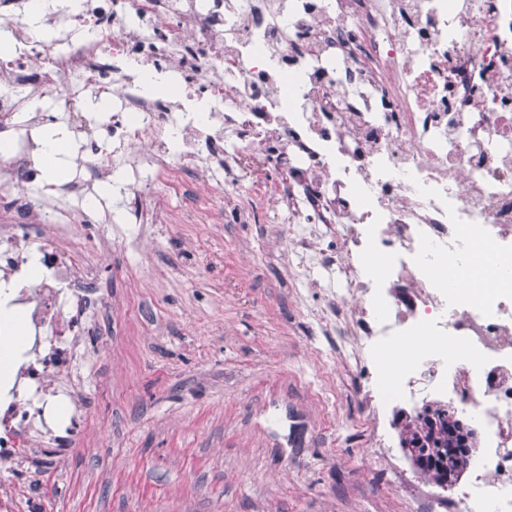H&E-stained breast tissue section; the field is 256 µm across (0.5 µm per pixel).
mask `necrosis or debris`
<instances>
[{"label":"necrosis or debris","instance_id":"4bbe7bcc","mask_svg":"<svg viewBox=\"0 0 512 512\" xmlns=\"http://www.w3.org/2000/svg\"><path fill=\"white\" fill-rule=\"evenodd\" d=\"M23 17L0 12L22 45L0 46V299L26 320L25 351L0 379V512L45 449L82 431V364L112 334L88 229L125 240L206 223L261 161L288 226L281 276L301 290L339 277L298 314L360 375L376 447L390 406L420 390L471 422L468 485L405 497L404 512H512V0H84L53 45ZM131 58L174 73L170 94H142ZM90 90L114 100L87 131ZM46 96L65 104L22 115ZM48 123L77 140L63 184L36 161ZM105 180L124 223L103 220ZM172 194L175 213L162 204ZM476 250L490 278L468 261ZM420 334L434 342L424 355L383 360Z\"/></svg>","mask_w":512,"mask_h":512}]
</instances>
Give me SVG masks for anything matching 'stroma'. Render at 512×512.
I'll return each instance as SVG.
<instances>
[{
    "mask_svg": "<svg viewBox=\"0 0 512 512\" xmlns=\"http://www.w3.org/2000/svg\"><path fill=\"white\" fill-rule=\"evenodd\" d=\"M251 224H158L111 244L112 340L91 355L87 426L31 475L40 512H401L379 480L354 375L322 357L276 254L279 183L244 167Z\"/></svg>",
    "mask_w": 512,
    "mask_h": 512,
    "instance_id": "1",
    "label": "stroma"
}]
</instances>
